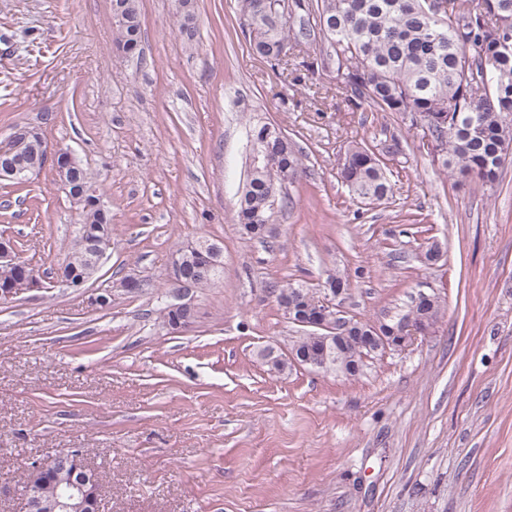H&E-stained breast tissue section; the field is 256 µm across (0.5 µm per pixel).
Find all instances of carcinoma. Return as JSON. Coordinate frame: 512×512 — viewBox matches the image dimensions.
<instances>
[{"instance_id": "obj_1", "label": "carcinoma", "mask_w": 512, "mask_h": 512, "mask_svg": "<svg viewBox=\"0 0 512 512\" xmlns=\"http://www.w3.org/2000/svg\"><path fill=\"white\" fill-rule=\"evenodd\" d=\"M250 7L251 27L239 23L253 55L283 72L293 51L334 75L336 92L350 110L409 114L410 126L423 130L433 161L447 177L484 189L495 184L512 155V0H239ZM112 11L113 41L127 53L142 56L139 0H122ZM195 4L178 23L187 39L195 35ZM251 137L271 162L249 171L239 196L237 222L252 239L275 233L279 210L293 201L288 186L306 174L302 153L275 124H251ZM404 154L401 141L378 151L353 142L340 159L337 177L352 195L377 203L393 197L394 184L385 157ZM207 274L200 258L189 256L198 287L210 288L222 273V252L213 255ZM277 304L299 294L301 304L315 308L320 295L313 288L286 283L271 289ZM426 315L436 324L443 314L439 297ZM361 349L347 345L328 358V370L357 376Z\"/></svg>"}]
</instances>
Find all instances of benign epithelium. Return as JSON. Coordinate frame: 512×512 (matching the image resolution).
Here are the masks:
<instances>
[{
  "label": "benign epithelium",
  "mask_w": 512,
  "mask_h": 512,
  "mask_svg": "<svg viewBox=\"0 0 512 512\" xmlns=\"http://www.w3.org/2000/svg\"><path fill=\"white\" fill-rule=\"evenodd\" d=\"M39 138L36 127H19L12 131L0 144V179L19 180L34 173L51 169L54 178L67 188L73 204L90 203L103 210L106 205L96 188L95 182L87 175L83 165L68 149H45L40 156L28 157L16 153V142ZM86 247V265L76 278L61 279L69 287H80L93 278L102 260L112 246V236L108 233L92 236L84 240ZM0 265L21 267L24 272L14 281L0 286V298H9L25 291L43 288L42 280L35 272L25 271L26 264L16 252L13 241L3 236L0 238ZM169 276L171 282L178 286L174 293L175 302L169 308L184 315L175 328L187 326V315L194 314L190 304L183 298L193 288V278L188 275L185 265L177 257H172ZM321 308L310 315L303 311L295 317L296 323L324 331L317 335L323 348L332 342L342 344L357 343L370 351L401 350L418 334L429 330L426 321L405 319L396 323H378L371 327L365 336H350L338 321L340 317L339 302L344 295L343 287L336 286V279L330 277L323 288ZM99 475L86 462L83 454L72 449H64L46 461H39L28 468L27 480L21 496L23 507L20 512H101L102 499L99 488Z\"/></svg>",
  "instance_id": "1"
}]
</instances>
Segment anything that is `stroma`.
<instances>
[{"instance_id": "stroma-1", "label": "stroma", "mask_w": 512, "mask_h": 512, "mask_svg": "<svg viewBox=\"0 0 512 512\" xmlns=\"http://www.w3.org/2000/svg\"><path fill=\"white\" fill-rule=\"evenodd\" d=\"M139 8L142 60L115 47L111 0H0V141L41 127L112 215L96 277L64 286L69 198L48 171L0 184V235L44 274L0 299V512L64 448L98 469L104 512H512V158L484 191L444 178L401 115L351 111L332 74L305 89L254 59L237 0H196L190 43L171 31L175 0ZM254 116L307 170L265 243L234 220ZM394 136L395 194L362 204L336 179L340 149ZM200 239L221 243L224 273L192 290L175 333L156 310L173 252ZM337 272L346 317L393 319L421 290L444 314L357 378L270 372L262 352L298 331L272 286ZM116 274L147 286L96 305Z\"/></svg>"}]
</instances>
